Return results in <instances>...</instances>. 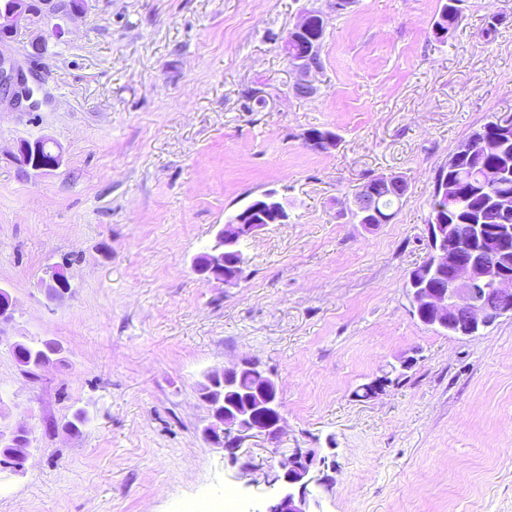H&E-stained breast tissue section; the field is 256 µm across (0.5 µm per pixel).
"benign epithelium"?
<instances>
[{"label":"benign epithelium","mask_w":512,"mask_h":512,"mask_svg":"<svg viewBox=\"0 0 512 512\" xmlns=\"http://www.w3.org/2000/svg\"><path fill=\"white\" fill-rule=\"evenodd\" d=\"M85 9L84 0H39L38 12H33L29 0H5L0 4V103L6 102L16 112H34L48 102L40 95V86L28 84L22 67L11 54L14 38L20 31L28 33L27 52L40 57L46 51L48 37L63 32V24L79 17ZM325 24L321 12H305L288 31L283 47L298 41L301 35L311 39V45L299 57L292 59L291 69L296 79L293 93L310 97L315 93L312 76L322 66L321 45L316 32ZM49 137L22 139L10 152L20 167L34 173H49L60 168L62 149L54 155L42 156ZM353 213L360 224L388 223L371 207L370 197L353 200ZM276 219L288 223V205L274 191H266L250 200L238 214L226 220L218 232L207 260L196 263V270L206 279L220 280L235 286L242 280L246 259L239 250L240 241L256 235ZM428 257L426 269L434 271L436 281L419 279L413 271L408 278L419 307L413 316L437 331L458 337L481 334L504 316H512V224H499L494 230L483 224L473 225L469 246L463 248L448 235V225H427ZM254 371L258 381L265 383L271 376L260 365L243 358L233 366L208 375L207 380L224 387V403L216 405L206 398L201 401L209 411L205 438L214 446L233 455L245 439L261 437L272 448L280 445L282 418L280 400L256 394L261 407L271 410V417L256 415L252 409L242 410L229 401L234 374L242 369ZM325 464L326 458L295 449L280 464V472L272 482L277 484L274 496L265 502L262 512H322V493L330 489L326 477L314 474L315 463Z\"/></svg>","instance_id":"obj_1"}]
</instances>
